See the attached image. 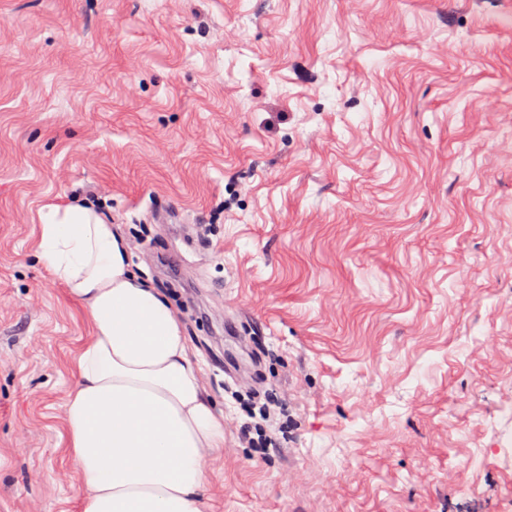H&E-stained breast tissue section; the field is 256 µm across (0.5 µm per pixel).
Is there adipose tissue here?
I'll return each mask as SVG.
<instances>
[{
    "label": "adipose tissue",
    "mask_w": 512,
    "mask_h": 512,
    "mask_svg": "<svg viewBox=\"0 0 512 512\" xmlns=\"http://www.w3.org/2000/svg\"><path fill=\"white\" fill-rule=\"evenodd\" d=\"M40 258L95 327L66 405L78 512H206L200 457L223 448L224 416L174 308L129 270L123 238L95 208L47 217Z\"/></svg>",
    "instance_id": "1"
}]
</instances>
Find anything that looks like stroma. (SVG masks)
Returning a JSON list of instances; mask_svg holds the SVG:
<instances>
[{
	"mask_svg": "<svg viewBox=\"0 0 512 512\" xmlns=\"http://www.w3.org/2000/svg\"><path fill=\"white\" fill-rule=\"evenodd\" d=\"M509 141L512 0H0V512L78 509L39 244L96 194L224 414L209 512H512Z\"/></svg>",
	"mask_w": 512,
	"mask_h": 512,
	"instance_id": "stroma-1",
	"label": "stroma"
}]
</instances>
